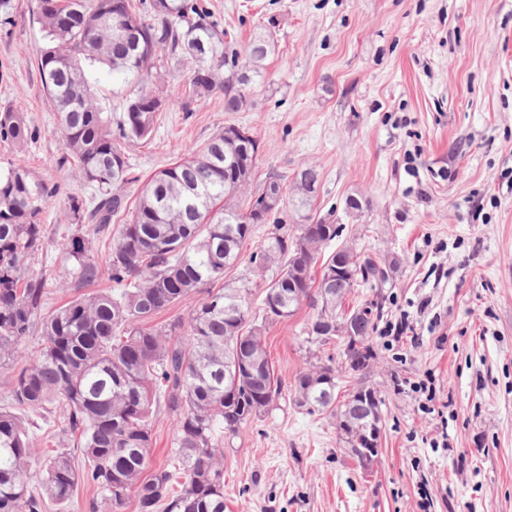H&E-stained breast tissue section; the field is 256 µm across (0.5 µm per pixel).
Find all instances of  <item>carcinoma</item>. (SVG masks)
Masks as SVG:
<instances>
[{"label": "carcinoma", "instance_id": "1", "mask_svg": "<svg viewBox=\"0 0 512 512\" xmlns=\"http://www.w3.org/2000/svg\"><path fill=\"white\" fill-rule=\"evenodd\" d=\"M34 16L43 40L36 66L67 149L58 167L76 166L95 192L63 198L61 220L70 230L63 249L74 263L75 284L72 298L51 309L46 278L25 275V267L43 251V205L57 189L22 166L0 175V364L38 338L11 380V405L0 407V512L63 509L81 485L97 495L88 512H97L100 502L108 512H224V436L266 412V397L277 399L283 390L263 340L265 324H254L251 289L224 282V271L239 259L253 225L272 224L250 256L256 266L277 268L264 299L277 293L285 320L303 304L315 320L326 312L323 281L336 270V255L322 262L319 248L340 228L299 224L290 235L279 218L265 215L262 194L245 207L236 202L259 164L258 140L234 126L155 172L128 222L112 228V218L127 208L122 186L136 181L123 146L147 140L166 105L153 90L161 78L159 55L194 64L186 112L189 100L214 91L224 93V111H241L250 77L227 52L224 30L203 0H150L142 13L130 0H37ZM95 65L131 84L122 112L108 113L96 102L85 73ZM0 140L25 146L35 134L6 108ZM318 180L316 169L301 170L293 199L283 195L282 206L306 208ZM102 235L112 244L100 262L92 242ZM356 263L359 281L346 276L334 284L339 310L354 288L382 285L394 268L369 255H357ZM103 279L113 287L80 294ZM193 294L201 299L187 318L150 325L154 315ZM380 310L375 301L347 313L364 324L358 335L343 338L341 365L315 366L295 379L297 405L334 417L355 457L358 440L382 424V400L358 386L339 402L337 378L369 367ZM159 412L172 423V448L169 463L149 474L151 418ZM44 425L61 444L33 473V433ZM68 440L80 448L84 465Z\"/></svg>", "mask_w": 512, "mask_h": 512}]
</instances>
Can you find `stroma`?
<instances>
[{"mask_svg": "<svg viewBox=\"0 0 512 512\" xmlns=\"http://www.w3.org/2000/svg\"><path fill=\"white\" fill-rule=\"evenodd\" d=\"M35 3L0 0V108L37 132L23 149L0 141V168L60 186L30 263L47 272L55 307L71 289L62 198L92 189L76 167H57L66 148L35 64ZM206 3L240 64L257 40L269 53L240 112L225 111L220 92L182 111L191 65L160 58L168 106L151 138L125 149L129 200L189 149L243 127L259 141L260 173L285 189L318 171L312 223L340 226L341 243L395 265L385 285L345 300L383 304L374 360L337 387H371L383 401L371 468L344 448L335 419L295 404L296 376L340 350L307 341L304 307L264 332L284 390L224 440V512H512V0ZM351 196L360 210H346ZM270 231L255 225L224 273L257 301L275 270L248 257ZM421 380L433 400L413 391Z\"/></svg>", "mask_w": 512, "mask_h": 512, "instance_id": "35a3bbf8", "label": "stroma"}]
</instances>
